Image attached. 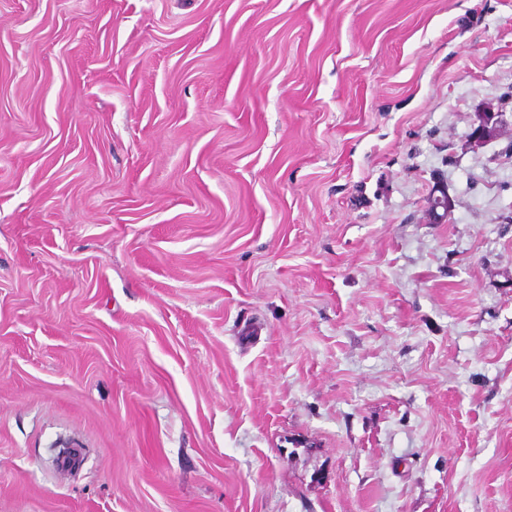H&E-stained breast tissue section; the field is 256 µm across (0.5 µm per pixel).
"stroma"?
<instances>
[{
  "instance_id": "1",
  "label": "stroma",
  "mask_w": 512,
  "mask_h": 512,
  "mask_svg": "<svg viewBox=\"0 0 512 512\" xmlns=\"http://www.w3.org/2000/svg\"><path fill=\"white\" fill-rule=\"evenodd\" d=\"M0 512H512V0H0Z\"/></svg>"
}]
</instances>
